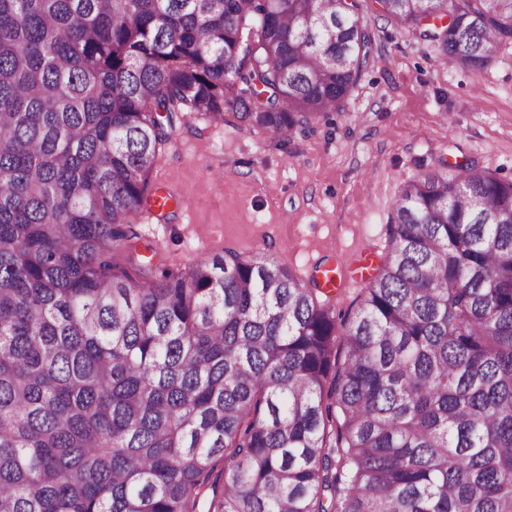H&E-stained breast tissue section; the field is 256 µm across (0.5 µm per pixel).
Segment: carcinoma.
<instances>
[{"label": "carcinoma", "instance_id": "carcinoma-1", "mask_svg": "<svg viewBox=\"0 0 512 512\" xmlns=\"http://www.w3.org/2000/svg\"><path fill=\"white\" fill-rule=\"evenodd\" d=\"M488 68L512 0H374ZM376 53L357 0H0V512H512V179L405 182L353 313L132 218L175 125L282 141Z\"/></svg>", "mask_w": 512, "mask_h": 512}]
</instances>
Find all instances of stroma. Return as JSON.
Listing matches in <instances>:
<instances>
[{"mask_svg": "<svg viewBox=\"0 0 512 512\" xmlns=\"http://www.w3.org/2000/svg\"><path fill=\"white\" fill-rule=\"evenodd\" d=\"M360 5L376 61L314 131L276 147L228 113L173 132L151 182L178 203L134 223L157 261L186 266L232 249L276 255L308 279L362 254L381 260L410 178L470 161L512 178V45L484 71L446 68L417 30Z\"/></svg>", "mask_w": 512, "mask_h": 512, "instance_id": "35a3bbf8", "label": "stroma"}]
</instances>
